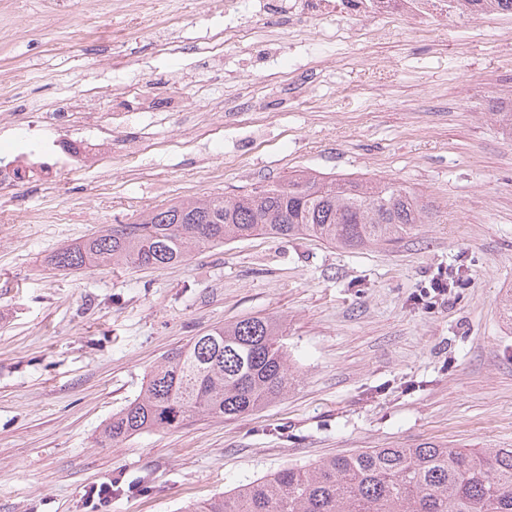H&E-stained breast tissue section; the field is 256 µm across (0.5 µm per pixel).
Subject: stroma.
I'll use <instances>...</instances> for the list:
<instances>
[{"label":"stroma","mask_w":512,"mask_h":512,"mask_svg":"<svg viewBox=\"0 0 512 512\" xmlns=\"http://www.w3.org/2000/svg\"><path fill=\"white\" fill-rule=\"evenodd\" d=\"M54 3L0 0V80L24 71L19 96L50 104L63 78L105 84L119 55L139 83L90 102L123 116L107 172L0 209V512H92L85 493L104 482L109 512H181L368 448L512 446V141L487 117L512 99V16L350 22L326 41L292 37L261 0H112L106 20L67 0L59 23ZM244 21L249 41L214 45ZM170 84L198 111L142 118V94ZM295 171L392 181L436 216L393 245L255 235L159 270L49 263L102 225ZM46 203L62 223L35 221ZM451 267L449 300L424 309L421 289ZM248 316L283 328L285 397L98 445L157 361Z\"/></svg>","instance_id":"obj_1"}]
</instances>
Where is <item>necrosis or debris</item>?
Masks as SVG:
<instances>
[{
	"mask_svg": "<svg viewBox=\"0 0 512 512\" xmlns=\"http://www.w3.org/2000/svg\"><path fill=\"white\" fill-rule=\"evenodd\" d=\"M499 11L498 0H459L453 9L448 0H305L301 16L304 26L314 29L329 16L354 21L398 17L444 21L452 15L470 22ZM66 92L63 103L40 105L32 113L22 109L14 96L0 97V118L20 120L22 140L20 146L0 153V190L11 191L33 182L57 187L90 158L108 163L112 120L88 109L85 101L97 95L120 96V85L112 82L86 89L74 82ZM64 125L85 129L86 134L80 138L59 134Z\"/></svg>",
	"mask_w": 512,
	"mask_h": 512,
	"instance_id": "4bbe7bcc",
	"label": "necrosis or debris"
}]
</instances>
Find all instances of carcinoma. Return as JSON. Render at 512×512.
<instances>
[{
  "label": "carcinoma",
  "instance_id": "cac0c4a2",
  "mask_svg": "<svg viewBox=\"0 0 512 512\" xmlns=\"http://www.w3.org/2000/svg\"><path fill=\"white\" fill-rule=\"evenodd\" d=\"M431 215L423 195L396 183L301 171L235 197L183 199L135 224H106L49 262L58 270L164 269L197 248L255 235L364 248L397 243ZM282 337L280 323L261 316L194 337L151 368L98 444L176 429L193 416L248 415L285 396L295 376ZM189 512H512V448H371L242 482Z\"/></svg>",
  "mask_w": 512,
  "mask_h": 512
}]
</instances>
